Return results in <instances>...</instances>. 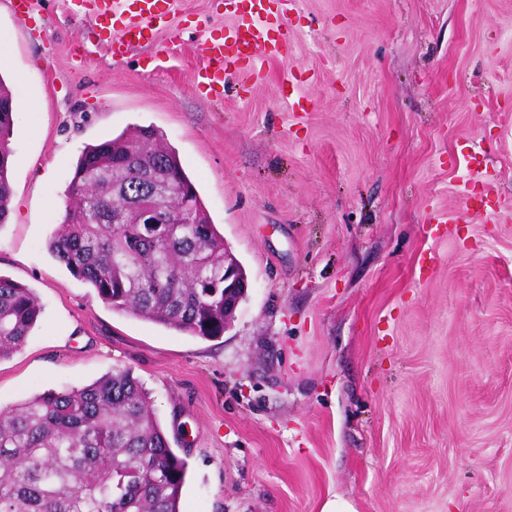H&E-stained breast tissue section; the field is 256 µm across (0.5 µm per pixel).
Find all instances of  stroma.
<instances>
[{
    "label": "stroma",
    "instance_id": "obj_1",
    "mask_svg": "<svg viewBox=\"0 0 512 512\" xmlns=\"http://www.w3.org/2000/svg\"><path fill=\"white\" fill-rule=\"evenodd\" d=\"M287 18V58L228 71L216 101L191 86L234 23L216 0H177L119 59L64 0L24 22L0 0V77L30 104L0 275L43 307L0 410L128 368L187 462L182 512H512V0ZM134 125L164 132L246 270L223 336L114 311L48 250L82 150Z\"/></svg>",
    "mask_w": 512,
    "mask_h": 512
}]
</instances>
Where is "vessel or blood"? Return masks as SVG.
<instances>
[{
  "instance_id": "vessel-or-blood-1",
  "label": "vessel or blood",
  "mask_w": 512,
  "mask_h": 512,
  "mask_svg": "<svg viewBox=\"0 0 512 512\" xmlns=\"http://www.w3.org/2000/svg\"><path fill=\"white\" fill-rule=\"evenodd\" d=\"M171 0H67L72 15L91 20L102 28L120 24L118 46H131L151 37L154 24L169 10ZM286 20L268 13L265 0H247L232 30L221 39L199 44L204 67L193 76V88L219 94L226 71L248 62L260 72L266 60L283 57Z\"/></svg>"
}]
</instances>
